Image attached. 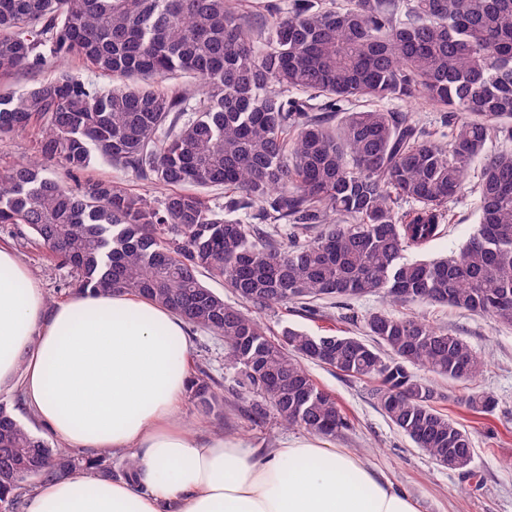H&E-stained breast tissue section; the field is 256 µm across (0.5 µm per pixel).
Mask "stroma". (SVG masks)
<instances>
[{
	"label": "stroma",
	"instance_id": "35a3bbf8",
	"mask_svg": "<svg viewBox=\"0 0 512 512\" xmlns=\"http://www.w3.org/2000/svg\"><path fill=\"white\" fill-rule=\"evenodd\" d=\"M478 171H471L461 193L448 203L445 234L428 243L416 255L421 259L443 256L457 250L478 222L476 210ZM0 244L12 247L33 275L41 282L48 304L71 297L68 286L73 275L60 267L31 238L16 234L13 226H0ZM383 309L396 315H420L436 327L460 336L486 361L481 377L464 384L432 376L431 382L442 398L440 409L470 435L474 456L469 474L448 470L421 453L411 440L380 411L372 396V384L348 377L316 363L307 370L317 384L335 397L347 413L351 426L329 444L361 455L380 475L406 490L419 512H512V327L465 310L443 305L411 303L401 305L378 296L353 300H323L318 316L281 308L248 306L268 334H279L291 326L313 335L336 333L363 335V317ZM190 355L224 385V417L216 419L197 410L191 401L183 403V417L199 433L223 432L240 437L259 448H274L285 440H303L307 431L285 428L274 419L255 425L245 412L253 396L239 385L235 369L224 361L222 338L192 330ZM493 395L498 407L494 414L480 415L460 403L470 392Z\"/></svg>",
	"mask_w": 512,
	"mask_h": 512
}]
</instances>
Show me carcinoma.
<instances>
[{"label": "carcinoma", "mask_w": 512, "mask_h": 512, "mask_svg": "<svg viewBox=\"0 0 512 512\" xmlns=\"http://www.w3.org/2000/svg\"><path fill=\"white\" fill-rule=\"evenodd\" d=\"M69 57L123 81L99 88L60 70L0 92L1 136L40 129L33 156L0 168V224L72 270V292L143 296L224 339L225 361L255 395V425L272 415L327 437L349 429L307 361L374 381L385 416L436 464L473 455L469 433L412 372L478 378L485 362L461 337L380 310L364 317V338L286 326L272 339L204 279L265 308L381 294L512 326V153L485 152L512 134V0H289L257 28L232 0H0V77ZM183 75L193 88L157 87ZM409 98L452 114L447 139L413 112L377 107ZM353 102L362 109L343 108ZM98 159L167 193L81 180ZM476 162L477 228L450 256L408 258L445 232L448 198ZM212 187L225 204L203 194ZM407 200L418 208L404 214ZM254 205L261 223L232 217ZM220 389L202 368L187 386L195 406L222 416ZM464 403L484 415L497 406L480 392ZM80 470L113 477L0 404L10 512L24 477Z\"/></svg>", "instance_id": "obj_1"}]
</instances>
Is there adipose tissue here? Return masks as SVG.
Segmentation results:
<instances>
[{
    "label": "adipose tissue",
    "mask_w": 512,
    "mask_h": 512,
    "mask_svg": "<svg viewBox=\"0 0 512 512\" xmlns=\"http://www.w3.org/2000/svg\"><path fill=\"white\" fill-rule=\"evenodd\" d=\"M188 324L127 293L48 305L0 246V392L68 448L130 452L137 478L75 475L44 484L25 512H418L405 491L348 450L317 440L252 448L200 435L180 417Z\"/></svg>",
    "instance_id": "ef3b65f1"
}]
</instances>
